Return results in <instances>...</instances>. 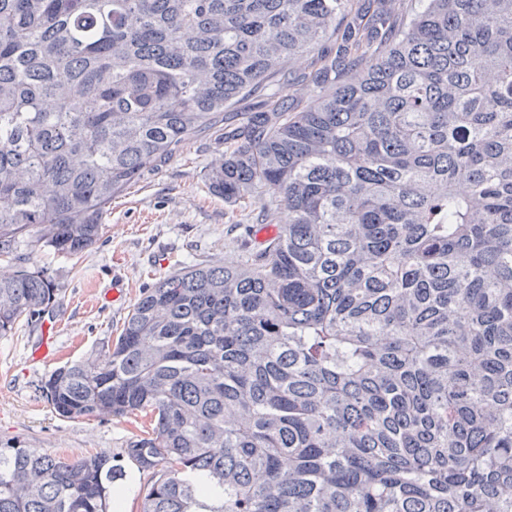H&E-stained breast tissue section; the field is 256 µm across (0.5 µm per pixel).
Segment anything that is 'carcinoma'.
<instances>
[{
    "label": "carcinoma",
    "mask_w": 512,
    "mask_h": 512,
    "mask_svg": "<svg viewBox=\"0 0 512 512\" xmlns=\"http://www.w3.org/2000/svg\"><path fill=\"white\" fill-rule=\"evenodd\" d=\"M256 93L207 177L277 235L159 278L48 403L149 418L141 512H512V0H0V257L88 251ZM56 296L1 271L0 337ZM121 476L0 447V512H119ZM311 60V55H304L294 62V72L288 75L292 85L290 87V94L295 97V100L301 101L303 105H305L309 100V91L306 87V84L301 81V76L303 72L308 71L309 62Z\"/></svg>",
    "instance_id": "obj_1"
}]
</instances>
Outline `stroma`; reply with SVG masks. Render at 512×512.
Returning a JSON list of instances; mask_svg holds the SVG:
<instances>
[{"label":"stroma","instance_id":"obj_1","mask_svg":"<svg viewBox=\"0 0 512 512\" xmlns=\"http://www.w3.org/2000/svg\"><path fill=\"white\" fill-rule=\"evenodd\" d=\"M218 134L211 128L189 137L172 157L117 193L100 240L83 256L23 247V265L43 270L59 290L47 315L56 329L47 340L40 323L23 322L0 338V445L75 458L120 457L146 429L147 419L134 415L62 419L42 384L55 367L110 348L140 292L159 277L196 263L237 264L260 247L258 205L241 218L236 206L209 188L206 175L224 155ZM45 342L53 352L49 362L35 357Z\"/></svg>","mask_w":512,"mask_h":512}]
</instances>
